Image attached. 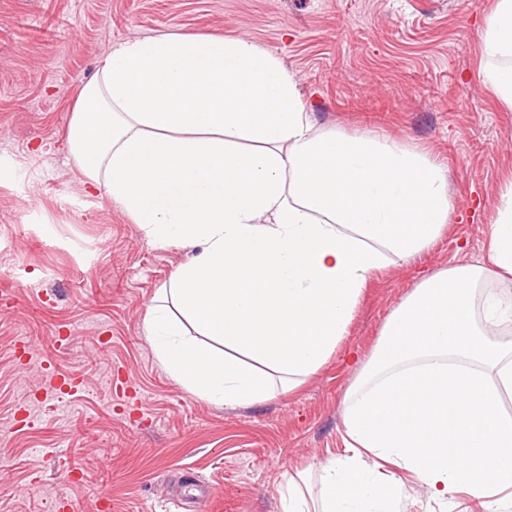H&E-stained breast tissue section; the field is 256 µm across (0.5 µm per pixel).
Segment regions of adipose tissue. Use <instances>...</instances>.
<instances>
[{"label":"adipose tissue","mask_w":512,"mask_h":512,"mask_svg":"<svg viewBox=\"0 0 512 512\" xmlns=\"http://www.w3.org/2000/svg\"><path fill=\"white\" fill-rule=\"evenodd\" d=\"M486 81L512 105V0L481 33ZM88 191L159 247L190 249L144 324L164 368L215 406L294 390L345 336L368 280L405 266L454 217L447 168L422 149L321 131L293 75L244 37L113 45L71 112ZM488 264L451 265L391 312L347 394L343 456L285 474L282 512H399L412 473L437 500L501 512L512 489V181Z\"/></svg>","instance_id":"obj_1"}]
</instances>
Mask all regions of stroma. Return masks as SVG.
Here are the masks:
<instances>
[{"label": "stroma", "mask_w": 512, "mask_h": 512, "mask_svg": "<svg viewBox=\"0 0 512 512\" xmlns=\"http://www.w3.org/2000/svg\"><path fill=\"white\" fill-rule=\"evenodd\" d=\"M496 2L0 0V512H281V474L344 455L346 395L390 313L432 273L487 259L512 177V109L483 76ZM163 34L247 37L293 74L318 128L419 145L448 168L447 232L369 280L300 389L248 407L206 403L159 362L144 314L188 252L87 195L64 152L112 45ZM63 375L75 394L53 388ZM395 475L401 512H485Z\"/></svg>", "instance_id": "35a3bbf8"}]
</instances>
